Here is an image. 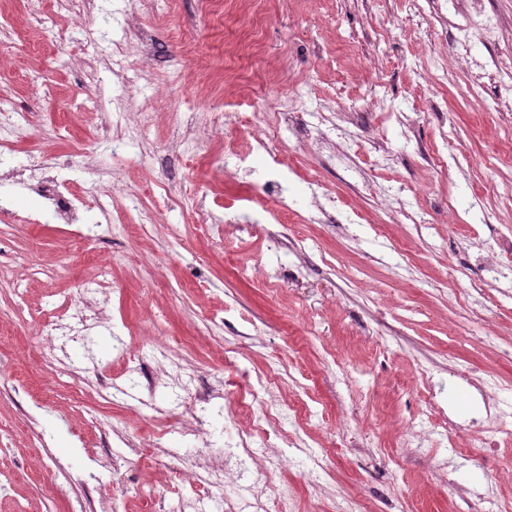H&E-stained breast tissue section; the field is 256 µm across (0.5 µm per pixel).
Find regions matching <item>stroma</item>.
<instances>
[{"label":"stroma","instance_id":"35a3bbf8","mask_svg":"<svg viewBox=\"0 0 512 512\" xmlns=\"http://www.w3.org/2000/svg\"><path fill=\"white\" fill-rule=\"evenodd\" d=\"M54 2L37 19L24 0H0L10 37L0 95L33 124L12 164L32 154L68 161L79 194L118 170L139 200L115 203L111 223L86 242L24 223L38 198L0 183L16 214L0 221V473L15 477L0 512H92L101 483L119 512H141L148 486L164 506L177 503L180 459L196 448L178 430L191 401L161 386L144 416L140 390L112 404L76 392L77 368L123 379L120 338L147 364L170 356L223 386L237 423H225L223 403L210 406L216 455L249 428L258 378L271 381L284 414L273 446L228 458L207 512L258 495L251 472L275 448L285 466L266 493L284 496L290 512L512 505V276L490 284L482 303L470 290L483 276L475 250L512 217V84L498 75L512 69V0H484L499 34L473 40L470 66L455 60L453 27L430 37L431 0H258L251 16L235 0H71L62 13ZM133 22L144 38L132 36ZM228 43L253 83L225 85ZM172 75L189 112L247 113L257 96L273 112L303 98L285 127L270 128L291 180L284 223L247 224L223 241L199 224L189 191L216 224L225 209L277 192L256 175H225L223 130L198 127L199 150L176 151L160 113L120 155L100 141L115 98L142 108ZM470 85L494 110L465 95ZM400 112L417 118L411 137ZM437 154L447 170L427 167ZM312 178L338 200L335 221L311 222ZM398 200L417 223L389 222ZM101 263L117 281L98 304L104 324L45 365L36 333L50 334L59 300L76 298ZM493 380L501 386L490 398ZM116 424L160 449L98 468L96 457L116 451Z\"/></svg>","mask_w":512,"mask_h":512}]
</instances>
